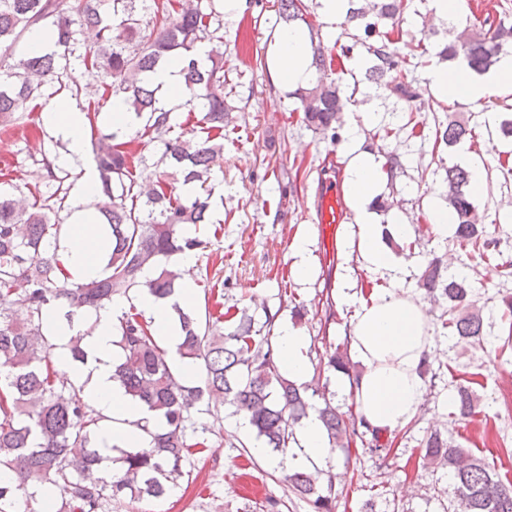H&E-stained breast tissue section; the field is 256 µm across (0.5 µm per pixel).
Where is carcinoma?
Returning a JSON list of instances; mask_svg holds the SVG:
<instances>
[{
  "label": "carcinoma",
  "mask_w": 512,
  "mask_h": 512,
  "mask_svg": "<svg viewBox=\"0 0 512 512\" xmlns=\"http://www.w3.org/2000/svg\"><path fill=\"white\" fill-rule=\"evenodd\" d=\"M280 20L288 25L305 21L307 0H277ZM408 0H349L343 34L365 48L370 57L365 79L382 85L404 100L408 110L422 111L414 86L417 64L396 55L390 31L399 27ZM200 7L170 13L162 0H0V126L37 121L24 113L28 102L59 77L61 62L76 52L83 28L97 30V42L79 55L85 70L104 79L143 119L138 130L157 145L158 163L175 169L182 190L165 173L139 179L136 164L117 133L97 130L93 161L99 188L95 210L108 242L104 275L77 281L57 258L60 240L68 230L60 213L68 208L72 174L56 164L50 145L43 146L40 164L46 190L32 194L25 207L13 193L0 188V512H17L25 498L26 512H109L112 499L162 498L180 479L190 476L185 463L205 446L206 439L187 435L192 408L220 400L248 419L256 438L272 452L288 453L297 444L296 430L315 413L326 431L330 452H349L351 444L366 443L376 452H390L376 432L371 440L357 433L353 414L336 407L335 394L311 384L299 385L283 374L271 348L278 314L265 313L259 329L248 316L224 331L222 316L201 323L194 312L172 304L179 329L176 353L201 365L202 378L192 383L168 354L160 337L140 312L118 319L113 345L119 349L114 376L130 398L146 408L147 417L135 426L151 432L161 423L147 448L120 451V469L95 475L104 460L95 432L104 416L88 405L80 390L65 383L56 370V344L47 334L46 313L58 310L64 323L76 324L116 297L148 293L167 299L180 288L183 274L177 258L206 248L197 235L206 223L210 171L223 148L224 123L234 106L224 96L223 53L213 46L206 62L199 60L201 44L214 39ZM40 30L50 39L42 53L19 50L26 35ZM312 66L321 72L332 66L321 30L307 25ZM512 49V22L485 20L453 34L439 52L443 61L463 62L475 73L489 71L506 49ZM181 59L187 103L200 112L191 138L169 137L174 117L157 106L151 73L171 57ZM294 111L303 113L310 130L336 139L341 115L355 103L335 81L320 77L312 87L293 92ZM473 138L468 123L447 118L438 123L435 140L452 148ZM442 192L448 201L452 241L472 248L480 259L490 258L497 241L473 221L470 172L453 164L445 168ZM26 284L23 293L16 284ZM432 298L448 301L446 328L452 336L482 343L491 337L493 322L470 297L473 284L465 276L445 274L439 259L428 261L417 280ZM319 368L335 370L355 380L347 351L335 349L319 357ZM475 413L474 393L455 387L453 417ZM424 460L448 467V494L461 512H512V481L483 459L434 430L422 440ZM289 490L306 500L311 512H335L341 492L333 478L308 467H294L285 477Z\"/></svg>",
  "instance_id": "carcinoma-1"
}]
</instances>
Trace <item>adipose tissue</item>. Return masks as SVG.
<instances>
[{
	"instance_id": "1",
	"label": "adipose tissue",
	"mask_w": 512,
	"mask_h": 512,
	"mask_svg": "<svg viewBox=\"0 0 512 512\" xmlns=\"http://www.w3.org/2000/svg\"><path fill=\"white\" fill-rule=\"evenodd\" d=\"M267 69L273 83L285 93L306 85L314 76L309 42L304 31L295 25L275 29L267 56ZM431 84L441 95L450 99L476 101L493 86L512 85V57L501 60L497 68L478 75L465 66L435 67ZM53 130L69 140L74 152L87 149L84 113L68 105H59L48 118ZM344 171V193L357 220L356 250L364 266L391 286L385 292L362 298L341 290L340 302L352 308L353 319L349 332L350 347L361 361L364 371L353 385L357 411L367 429L382 435L394 433L411 422L418 414L426 394L422 369L430 359L432 336L427 315L410 295L391 255L382 244L384 230L376 224L373 201L381 192L380 161L364 150L363 138L357 128L347 134ZM98 188L97 175H87L72 201V219L68 233L60 245L59 257L72 276L90 280L102 275L106 254L99 246L101 227L90 216L89 202ZM193 288L183 286L173 301L139 295L135 301L120 298L105 308L90 312L88 323L94 330L83 341L87 359L72 362L67 349L71 331L67 326L57 328L58 373L83 389L85 398L105 415L98 434V445L121 450L144 448L148 435L135 428L143 418V408L126 396L114 379L113 365L118 350L113 344V328L119 316L136 306L148 318L154 335L171 340L178 334L170 314L171 302L187 304ZM281 369L299 383L307 382L311 367L306 356L307 340L293 326L278 322L271 342ZM299 447L296 464L321 466L328 456L327 438L317 417L304 421L297 434Z\"/></svg>"
}]
</instances>
